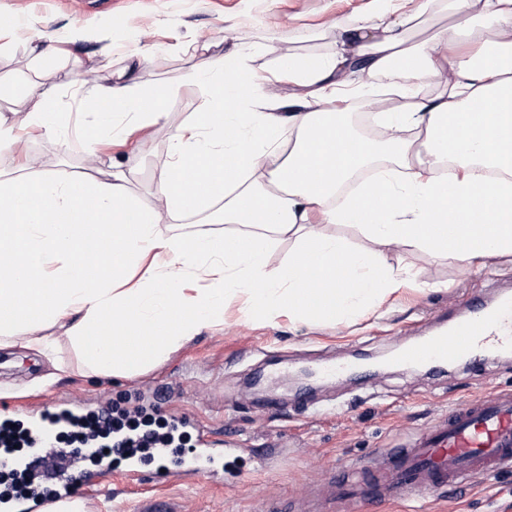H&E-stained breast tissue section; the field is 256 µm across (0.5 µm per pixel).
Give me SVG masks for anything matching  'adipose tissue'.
Wrapping results in <instances>:
<instances>
[{
  "label": "adipose tissue",
  "instance_id": "adipose-tissue-1",
  "mask_svg": "<svg viewBox=\"0 0 512 512\" xmlns=\"http://www.w3.org/2000/svg\"><path fill=\"white\" fill-rule=\"evenodd\" d=\"M481 21L476 52L433 54L413 40L407 0H371L341 25L333 51L281 58L271 75L295 87V110L263 96L249 61L252 47L201 54L189 77L203 101L169 138L168 159L144 203L127 163L106 177L45 173L25 158L0 180V336L53 359L44 330L67 320L71 344L100 373L130 374L155 365L204 330L224 326V302L244 297L266 320L359 316L410 278L393 267L397 243L471 264L512 256V0H455ZM40 67L25 89L0 80V97L22 95L25 121L49 136L63 127L44 87L42 66L54 47L29 36ZM369 76L404 73L403 107L376 112L379 125L423 134L414 142L372 141L351 133L338 96L357 94L345 80L354 60ZM454 78L436 96L420 87L444 70ZM177 83L115 84L84 91L99 120L85 128L88 148L134 130L166 124ZM376 188L361 186L343 204L331 198L368 163ZM351 224L369 246L314 233L311 220ZM196 219L187 234L162 235V218ZM298 244L285 263L268 253L283 238ZM204 281L193 291L188 280Z\"/></svg>",
  "mask_w": 512,
  "mask_h": 512
}]
</instances>
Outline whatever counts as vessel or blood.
<instances>
[{"instance_id":"1","label":"vessel or blood","mask_w":512,"mask_h":512,"mask_svg":"<svg viewBox=\"0 0 512 512\" xmlns=\"http://www.w3.org/2000/svg\"><path fill=\"white\" fill-rule=\"evenodd\" d=\"M512 347V294L496 298L476 296L456 314L449 326L432 331L428 341L403 351L408 360L437 364L453 358L477 362L494 350ZM64 403H56L54 416L32 419L28 430L33 443L29 455H36L59 429L58 415ZM194 455L181 463L180 476L207 472L215 454L208 429L197 436ZM27 454V455H28ZM390 465L371 473L364 482L352 485L355 497L375 505L401 495L422 497L440 490L464 488L476 478L512 469V390L499 393L495 400L472 398L454 403L447 417L434 430L419 436L404 448L388 449ZM108 466L76 469L62 478L52 496L27 493L0 500V512H54L57 505L78 498L85 487L98 485L109 475Z\"/></svg>"}]
</instances>
